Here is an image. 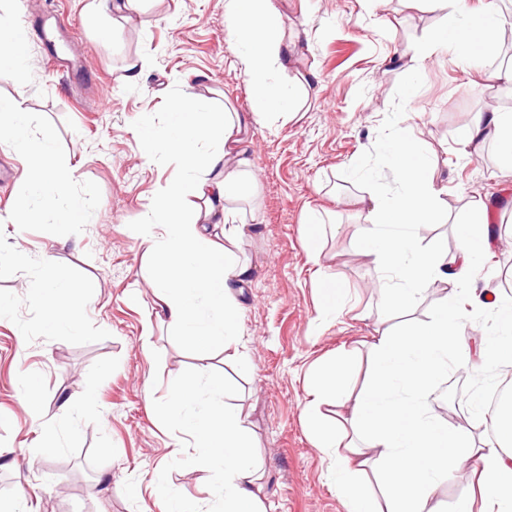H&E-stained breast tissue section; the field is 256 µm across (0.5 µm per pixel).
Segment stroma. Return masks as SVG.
<instances>
[{
  "label": "stroma",
  "instance_id": "35a3bbf8",
  "mask_svg": "<svg viewBox=\"0 0 512 512\" xmlns=\"http://www.w3.org/2000/svg\"><path fill=\"white\" fill-rule=\"evenodd\" d=\"M113 0H0V25L13 28L75 18V33L57 43L29 42L17 66L0 67V99L22 100L30 132L51 129L53 159L72 177L47 200L29 196L34 159L0 128V247L21 245L28 261L0 263V512H23L25 485L38 512H167L169 495L208 498L220 474L202 466L192 439L168 424L171 390L203 373L223 383L224 401L249 416L250 442L262 480L265 512H344L327 478L330 461L315 446L310 387L337 350H345L363 382L377 331L429 321L441 299L422 293L406 311L393 310L378 285L381 270L359 253L358 216L349 201L365 192L389 194L398 184L389 162L396 121L416 129L437 184L447 186L449 213L484 203L496 216L495 245L480 259L485 278L464 284L463 302L490 290L512 301V167L492 143L472 151L461 140L470 113L488 101L512 108V87L480 82L474 69L432 56L419 68L404 58L412 46L438 39L444 13L422 0H277L279 25L297 42L292 69L274 72L285 84L294 72H314L299 112L270 115L246 134L257 182L235 207L250 229L237 255L251 275L240 299L235 334L239 359L224 350L192 348L163 316L148 317L153 260L135 231L161 188L181 170L164 140L144 149L142 134L167 127L172 104L197 95L208 111H250L254 87L228 37L225 0H142L137 11L113 10ZM141 57L143 73L122 80L126 62ZM368 173L360 181L352 164ZM29 202L19 224L8 223L21 196ZM79 204L82 221L69 240L57 218ZM330 210L337 229L320 245L323 270L306 249L312 212ZM347 290L345 311L324 317L320 277ZM69 279L86 297L83 327L53 331L27 292L30 280ZM483 315L460 327L469 358L466 374L449 366L451 392L438 383L431 409L453 425L492 441V427L463 406L471 392H493L481 360ZM37 396L36 412L24 408ZM54 424L52 447L34 457L32 445Z\"/></svg>",
  "mask_w": 512,
  "mask_h": 512
}]
</instances>
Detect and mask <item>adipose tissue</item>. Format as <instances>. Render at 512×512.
<instances>
[{"label":"adipose tissue","mask_w":512,"mask_h":512,"mask_svg":"<svg viewBox=\"0 0 512 512\" xmlns=\"http://www.w3.org/2000/svg\"><path fill=\"white\" fill-rule=\"evenodd\" d=\"M446 16L438 48L456 61L482 67L497 45L502 25V0H485L473 11L468 0H432ZM226 19L232 36L242 45L241 64L255 88L249 116L237 112H203L194 98L176 102L165 136L182 157L183 170L169 181L140 226L148 251L159 262L152 282L155 306L177 335L192 345H223L238 356L233 338L242 304L238 293L250 276V267L236 256L246 225L236 223L228 206L230 195L254 178V163L241 147L248 122L265 123L273 112H295L311 80L295 75L288 85L271 83L272 70L287 69L294 41L286 39L276 23V0H226ZM4 120L18 147L37 164L28 192L52 198L67 183V171L49 163L52 135L31 139L29 114L16 100H0ZM220 135L222 152H202L199 141ZM467 143L493 141L500 159L512 164V113L490 106L474 113L463 128ZM398 193H370L355 198L361 217L360 253L385 273L382 288L391 306L404 308L415 301L422 286L442 280L448 287L442 308L432 320L402 334L381 332L372 344L374 370L368 385L349 395L350 363L336 358L317 378L309 407L321 412L331 406L346 411L335 427L318 430L317 443L328 455V476L335 483L345 512H441L439 485L472 461L488 512H512V403L494 411L498 447L475 443L462 427L432 420L428 397L448 377V359L468 363L458 344L464 318L458 286L475 277L478 255L491 246V215L481 203H465L454 219L461 239L459 251L441 259L434 250L417 246L415 228L431 223L443 206V190L436 184L428 157L411 127L398 131L390 146ZM198 208L187 212L189 200ZM224 227L216 242L209 225ZM73 284L60 278L33 281L31 298L48 311V328H78L82 305ZM494 333L482 351L485 370L512 366V305L486 294ZM217 311L220 324L209 323L204 309ZM223 390L209 378L194 379L172 392L167 418L190 435L201 448L200 460L221 472L224 482L214 490L224 512H261V485L247 453L249 422L238 408L222 402ZM379 475L382 494L363 481L366 472Z\"/></svg>","instance_id":"obj_1"}]
</instances>
